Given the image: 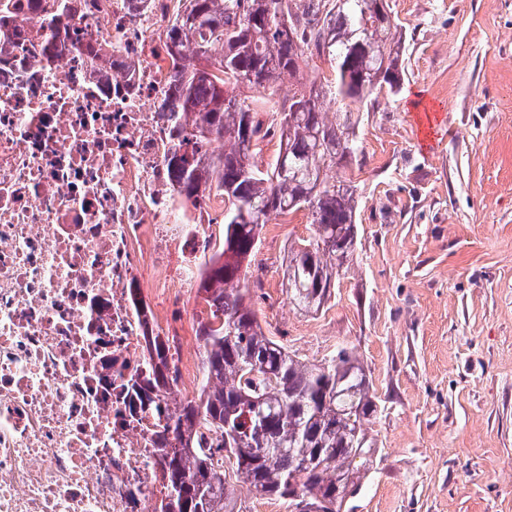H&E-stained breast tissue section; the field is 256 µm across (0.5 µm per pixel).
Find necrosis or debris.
Masks as SVG:
<instances>
[{"mask_svg":"<svg viewBox=\"0 0 512 512\" xmlns=\"http://www.w3.org/2000/svg\"><path fill=\"white\" fill-rule=\"evenodd\" d=\"M182 0H93L73 42L46 54L0 36V512H155L164 422L129 387L147 346L166 347L165 411L193 394L189 331L218 253L223 196L177 192L179 147L159 106L165 34Z\"/></svg>","mask_w":512,"mask_h":512,"instance_id":"1","label":"necrosis or debris"}]
</instances>
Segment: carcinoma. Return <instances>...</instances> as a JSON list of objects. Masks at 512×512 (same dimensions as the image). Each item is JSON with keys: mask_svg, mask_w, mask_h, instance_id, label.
<instances>
[{"mask_svg": "<svg viewBox=\"0 0 512 512\" xmlns=\"http://www.w3.org/2000/svg\"><path fill=\"white\" fill-rule=\"evenodd\" d=\"M87 0H0V29L22 8L39 18L24 32L40 39L53 33L47 50L67 46L83 20ZM186 10L169 29V56L182 60L170 80L172 97L161 111L196 142L222 138L224 155L196 159L175 154V184L191 198L200 188L224 193V248L201 291L209 316L197 323L203 354L200 393L179 402L156 435L170 460L164 503L158 512H241L235 488L286 505L302 497L319 512H341L347 495L366 483L377 449L369 425L378 413L370 373L341 347L320 364H305L265 336L252 308L250 288L239 275L261 243L268 217L307 212L312 232L288 246L283 259L288 303L305 314L324 308L358 243L357 186L330 173L362 153L359 108L403 80L405 40L377 0H185ZM222 57L212 60L216 48ZM325 50L333 75L305 79L311 50ZM296 80L291 98L268 120L235 89L241 85L274 95L283 76ZM341 103L328 118L325 105ZM279 138L288 173L277 163L254 161L261 131ZM154 361L139 391L166 387L165 350L154 342ZM204 423L234 448L230 471L197 448L192 432Z\"/></svg>", "mask_w": 512, "mask_h": 512, "instance_id": "cac0c4a2", "label": "carcinoma"}]
</instances>
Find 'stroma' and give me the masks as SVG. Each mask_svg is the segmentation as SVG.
Here are the masks:
<instances>
[{"label":"stroma","instance_id":"stroma-1","mask_svg":"<svg viewBox=\"0 0 512 512\" xmlns=\"http://www.w3.org/2000/svg\"><path fill=\"white\" fill-rule=\"evenodd\" d=\"M398 93L360 125L356 259L322 313L288 303L305 212L248 268L267 336L302 361L352 350L380 411L355 512H512V0H391Z\"/></svg>","mask_w":512,"mask_h":512}]
</instances>
